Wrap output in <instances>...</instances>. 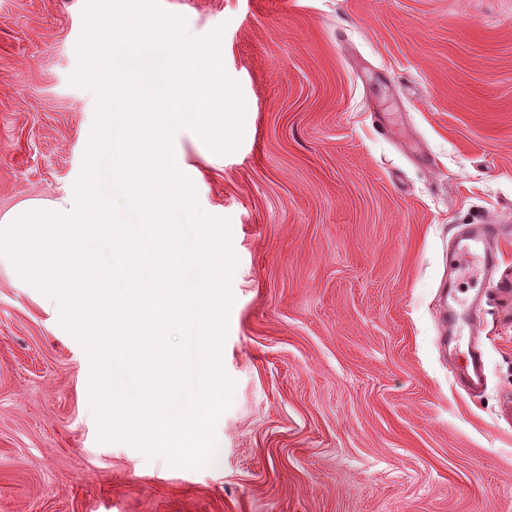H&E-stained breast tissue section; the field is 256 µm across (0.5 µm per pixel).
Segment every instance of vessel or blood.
Here are the masks:
<instances>
[{"label": "vessel or blood", "instance_id": "vessel-or-blood-1", "mask_svg": "<svg viewBox=\"0 0 512 512\" xmlns=\"http://www.w3.org/2000/svg\"><path fill=\"white\" fill-rule=\"evenodd\" d=\"M511 237L512 222L506 220L463 224L445 253L450 273L445 341L456 347L448 364L456 384L474 395L486 383L484 355L477 343L481 304L490 299L512 309V269L503 268L497 248Z\"/></svg>", "mask_w": 512, "mask_h": 512}]
</instances>
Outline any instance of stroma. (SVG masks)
<instances>
[{
	"label": "stroma",
	"instance_id": "35a3bbf8",
	"mask_svg": "<svg viewBox=\"0 0 512 512\" xmlns=\"http://www.w3.org/2000/svg\"><path fill=\"white\" fill-rule=\"evenodd\" d=\"M84 4L0 0V214L75 192ZM158 4L220 31L245 108L230 153L175 140L236 257L217 454L100 440L86 349L0 255V512H512V311H481L476 397L437 322L456 225L512 218V0Z\"/></svg>",
	"mask_w": 512,
	"mask_h": 512
}]
</instances>
